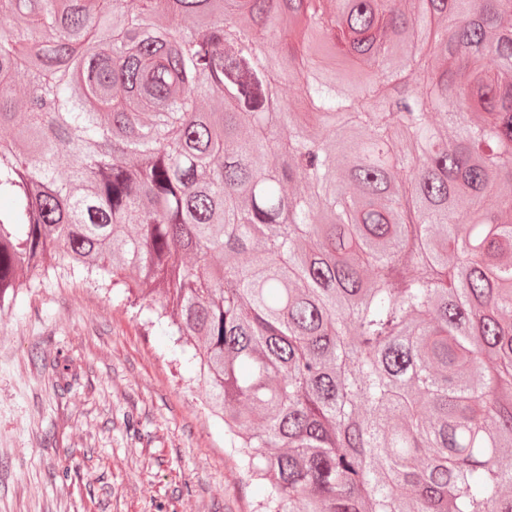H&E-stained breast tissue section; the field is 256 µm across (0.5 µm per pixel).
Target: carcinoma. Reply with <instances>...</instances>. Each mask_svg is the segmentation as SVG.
I'll return each mask as SVG.
<instances>
[{"label":"carcinoma","mask_w":512,"mask_h":512,"mask_svg":"<svg viewBox=\"0 0 512 512\" xmlns=\"http://www.w3.org/2000/svg\"><path fill=\"white\" fill-rule=\"evenodd\" d=\"M1 198L0 313L156 293L255 512H512V0H0Z\"/></svg>","instance_id":"cac0c4a2"}]
</instances>
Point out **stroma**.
<instances>
[{
	"label": "stroma",
	"mask_w": 512,
	"mask_h": 512,
	"mask_svg": "<svg viewBox=\"0 0 512 512\" xmlns=\"http://www.w3.org/2000/svg\"><path fill=\"white\" fill-rule=\"evenodd\" d=\"M259 495L140 305L59 273L0 315V512H255Z\"/></svg>",
	"instance_id": "obj_1"
}]
</instances>
